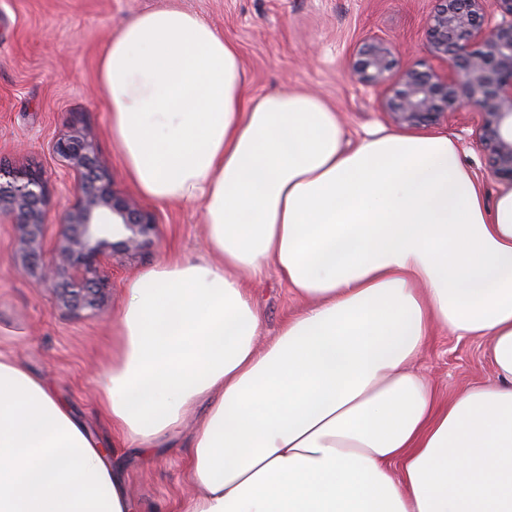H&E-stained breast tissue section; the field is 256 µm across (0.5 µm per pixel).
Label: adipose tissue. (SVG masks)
<instances>
[{
	"label": "adipose tissue",
	"mask_w": 512,
	"mask_h": 512,
	"mask_svg": "<svg viewBox=\"0 0 512 512\" xmlns=\"http://www.w3.org/2000/svg\"><path fill=\"white\" fill-rule=\"evenodd\" d=\"M98 96L142 197L200 204L208 249L128 284L96 386L128 447L189 445L179 512H512V187L486 202L444 132L350 140L300 91L247 95L236 45L175 4L103 51ZM303 301L265 346L249 280ZM498 381L440 398L433 328ZM112 461L0 356V512H130Z\"/></svg>",
	"instance_id": "adipose-tissue-1"
}]
</instances>
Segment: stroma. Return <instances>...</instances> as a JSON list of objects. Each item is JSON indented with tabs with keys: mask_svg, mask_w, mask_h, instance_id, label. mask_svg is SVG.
Listing matches in <instances>:
<instances>
[{
	"mask_svg": "<svg viewBox=\"0 0 512 512\" xmlns=\"http://www.w3.org/2000/svg\"><path fill=\"white\" fill-rule=\"evenodd\" d=\"M167 0H0V161L43 172L49 211L30 273H16L21 232L0 216V354L18 359L109 448L131 512H175L194 489L185 474L188 444L198 417L180 428L175 447L141 453L112 430L94 384L112 364L113 332L129 281L169 257L194 258L206 250L199 205H159L131 186L112 148L108 116L97 95L102 50L128 22ZM204 16L216 33L238 47L252 95L296 90L318 95L335 109L349 138L374 128L393 129L375 97L364 95L350 74L354 49L373 37L392 41L402 69L425 56L428 19L437 0H177ZM429 130L448 132L461 161L478 175L487 198L502 187L487 168L470 113L444 111ZM78 135L94 144L99 163L112 171L115 194L152 213L153 241L138 251L112 249V271L95 309L59 307L49 285L34 273L49 261L64 213L75 201V176L50 151L57 139ZM273 337L300 302L275 274L250 285ZM483 341L436 330L418 361L436 387L454 393L494 381Z\"/></svg>",
	"mask_w": 512,
	"mask_h": 512,
	"instance_id": "1",
	"label": "stroma"
}]
</instances>
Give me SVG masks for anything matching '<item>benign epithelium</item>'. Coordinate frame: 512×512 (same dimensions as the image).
Returning <instances> with one entry per match:
<instances>
[{"mask_svg": "<svg viewBox=\"0 0 512 512\" xmlns=\"http://www.w3.org/2000/svg\"><path fill=\"white\" fill-rule=\"evenodd\" d=\"M429 20L426 59L392 70V46L384 40L362 44L351 72L383 111L401 124L432 120L442 107H468L475 135L485 147L492 176L512 185V0H438ZM51 152L74 171L76 202L64 215L53 259L41 279L55 285L61 307H93L108 278L113 246L136 250L157 233L154 216L117 200L112 173L97 163L92 142L60 138ZM0 212L15 219L28 258L40 247L48 196L38 171L0 167Z\"/></svg>", "mask_w": 512, "mask_h": 512, "instance_id": "1", "label": "benign epithelium"}]
</instances>
